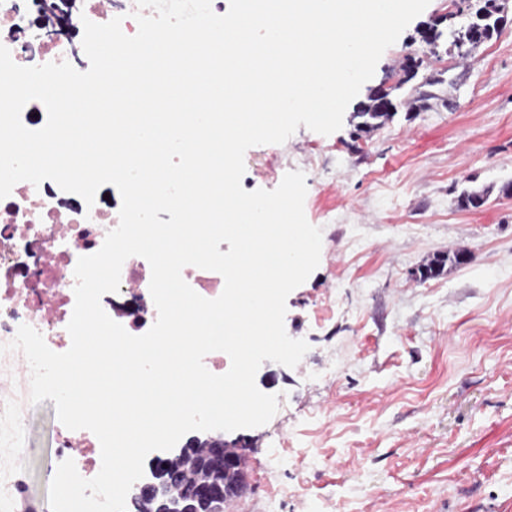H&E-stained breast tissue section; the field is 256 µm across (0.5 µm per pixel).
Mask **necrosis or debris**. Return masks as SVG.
<instances>
[{"instance_id":"obj_1","label":"necrosis or debris","mask_w":512,"mask_h":512,"mask_svg":"<svg viewBox=\"0 0 512 512\" xmlns=\"http://www.w3.org/2000/svg\"><path fill=\"white\" fill-rule=\"evenodd\" d=\"M0 44L21 66L69 62L86 71L79 45L62 31L43 0H0ZM121 197L112 185L97 193L94 204L62 191L50 180L40 185L22 181L0 199V344L11 342L27 324L38 330L58 353L71 345L67 324L75 305L74 269L79 257L97 252L119 222ZM151 269L138 256L121 270L118 291L102 296L101 306L130 334L147 332L157 318L149 283ZM21 354H0V374L15 375L7 395L0 396V447L12 449L26 418L29 370H17ZM73 459L87 479L101 468V449L87 430L60 428L56 461Z\"/></svg>"}]
</instances>
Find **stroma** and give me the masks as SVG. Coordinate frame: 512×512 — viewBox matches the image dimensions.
Returning <instances> with one entry per match:
<instances>
[{
	"instance_id": "1",
	"label": "stroma",
	"mask_w": 512,
	"mask_h": 512,
	"mask_svg": "<svg viewBox=\"0 0 512 512\" xmlns=\"http://www.w3.org/2000/svg\"><path fill=\"white\" fill-rule=\"evenodd\" d=\"M451 8L430 0L358 94L414 50L416 82L450 77L423 110L409 111L404 88L394 119L367 136L353 102L332 134L301 127L245 153L248 191L304 172L322 249L286 301L285 330L308 352L293 368L263 362L256 385L278 410L227 434L247 444L228 512H512V24L438 61L419 31ZM466 190L489 199L462 208ZM454 250L468 262L422 277ZM56 425L52 400L31 405L18 512H50Z\"/></svg>"
}]
</instances>
